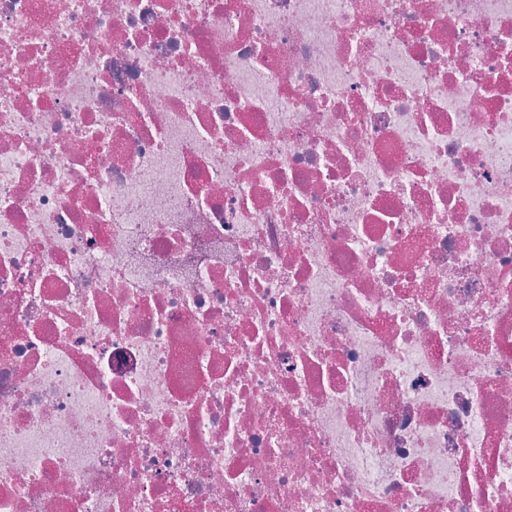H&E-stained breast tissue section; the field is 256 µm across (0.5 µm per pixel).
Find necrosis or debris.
<instances>
[{
  "label": "necrosis or debris",
  "mask_w": 512,
  "mask_h": 512,
  "mask_svg": "<svg viewBox=\"0 0 512 512\" xmlns=\"http://www.w3.org/2000/svg\"><path fill=\"white\" fill-rule=\"evenodd\" d=\"M0 512H512V0H0Z\"/></svg>",
  "instance_id": "obj_1"
}]
</instances>
